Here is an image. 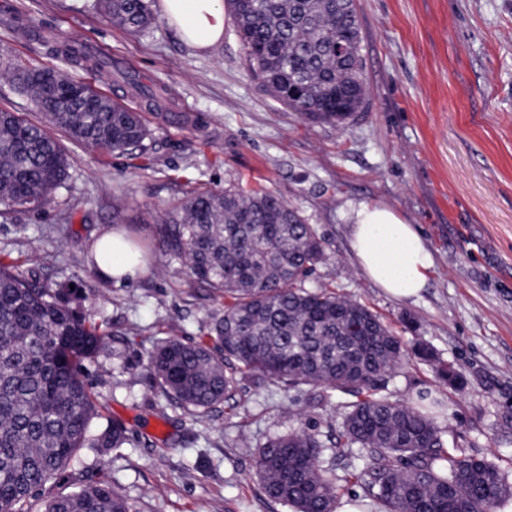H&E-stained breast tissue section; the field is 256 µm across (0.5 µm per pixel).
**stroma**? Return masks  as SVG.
<instances>
[{
  "instance_id": "35a3bbf8",
  "label": "stroma",
  "mask_w": 512,
  "mask_h": 512,
  "mask_svg": "<svg viewBox=\"0 0 512 512\" xmlns=\"http://www.w3.org/2000/svg\"><path fill=\"white\" fill-rule=\"evenodd\" d=\"M9 2L24 24L104 48L164 84L165 111L188 113L199 126L162 121L112 77L89 75L0 26V57L90 81L144 112L153 144L118 155L66 141L71 216L51 204L0 221L1 260L76 281L86 276L91 240L112 225L114 204L127 231L149 245L189 187L273 191L326 242L312 285L366 304L403 342L426 343L466 379L448 388L410 357L390 385L394 398L428 392L447 401L439 425L512 476V0H357L370 96L343 127L308 124L264 89L247 68L232 12L222 42L203 51L161 16L133 37L112 27L97 0ZM363 203L390 206L419 228L433 268L417 297L393 298L360 270L350 210ZM149 264L128 285L94 279L84 302L92 321L113 330L88 381L103 417L121 419L129 441L103 457L83 450L45 496L106 480L136 512H290L264 494L254 460L270 437L323 421L318 390L292 404L275 385L248 379L238 406L224 405L205 423L172 406L162 423L146 353L158 337L202 340L215 303L161 252ZM132 323L146 333L123 335ZM242 431L248 444L238 441Z\"/></svg>"
}]
</instances>
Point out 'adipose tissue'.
Returning <instances> with one entry per match:
<instances>
[{"instance_id":"ef3b65f1","label":"adipose tissue","mask_w":512,"mask_h":512,"mask_svg":"<svg viewBox=\"0 0 512 512\" xmlns=\"http://www.w3.org/2000/svg\"><path fill=\"white\" fill-rule=\"evenodd\" d=\"M167 22L182 39L203 48L218 44L224 34L221 0H160ZM350 247L365 275L392 296H417L429 281L432 258L417 227L393 210L363 204L354 212ZM89 251L99 275L117 284L131 283L148 267L132 257L120 233L102 231Z\"/></svg>"}]
</instances>
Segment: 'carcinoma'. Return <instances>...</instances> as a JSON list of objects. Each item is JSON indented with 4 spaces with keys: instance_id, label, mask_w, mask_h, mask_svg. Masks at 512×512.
<instances>
[{
    "instance_id": "1",
    "label": "carcinoma",
    "mask_w": 512,
    "mask_h": 512,
    "mask_svg": "<svg viewBox=\"0 0 512 512\" xmlns=\"http://www.w3.org/2000/svg\"><path fill=\"white\" fill-rule=\"evenodd\" d=\"M154 0H100L112 26L132 36L154 23ZM253 75L282 105L313 122L342 125L363 110L361 20L357 0H225ZM0 24L43 44L8 6ZM55 52L103 73L112 62L82 45ZM40 120L0 110V218L41 210L69 177V156L47 127L86 146L123 154L148 150L142 114L90 84L48 68L13 66ZM116 81L159 106L162 86L126 70ZM160 251L182 261L194 290L218 303L208 340L157 339L145 367L159 396L203 422L235 398L240 382H271L284 393L318 389L321 403L338 396L341 422L269 438L255 457L266 496L291 512H336L339 478L324 458L347 456L346 472L385 512H493L512 499L499 465L467 452L466 436L447 437L427 406L393 398L388 382L407 348L366 305L334 289L311 286L326 259L315 225L267 190L194 188L155 225ZM72 281L43 282L0 261V512H133L107 481L42 499L84 449L102 454L128 441L118 420L94 427L98 395L87 380L111 335L85 314ZM415 357L455 388L462 373L418 343Z\"/></svg>"
}]
</instances>
